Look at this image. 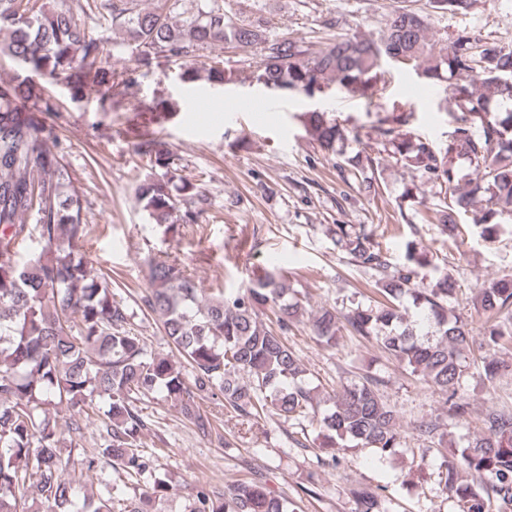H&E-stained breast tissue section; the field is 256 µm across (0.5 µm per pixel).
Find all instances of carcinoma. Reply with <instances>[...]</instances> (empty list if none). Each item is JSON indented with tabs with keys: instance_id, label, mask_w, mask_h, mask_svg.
<instances>
[{
	"instance_id": "1",
	"label": "carcinoma",
	"mask_w": 512,
	"mask_h": 512,
	"mask_svg": "<svg viewBox=\"0 0 512 512\" xmlns=\"http://www.w3.org/2000/svg\"><path fill=\"white\" fill-rule=\"evenodd\" d=\"M476 0H429L435 13H468ZM163 0L138 9L130 0H86L84 16L67 0H0V54L14 61L18 74L0 85V512H19L31 489L42 512H156L154 503L173 489L156 475L155 453L140 449L146 427L137 402L157 393L202 434L213 430L212 418L195 400L194 389L220 392L242 417L272 412L300 420L311 417L324 431V445L348 442L372 448L382 457L398 453L396 418L378 394V380L364 376L336 391L323 410L304 382L306 369L274 330L258 319L269 309L281 329L300 314L288 297L285 277L264 268L252 272L250 285L235 295L206 297L178 265L148 263L144 305L161 323L179 357L148 351L144 338L128 327L126 307L112 297V285L87 267L80 242L86 235L81 196L63 157L47 147L53 131L38 113L56 111L30 78L36 73L61 82L71 99L95 95L104 103L110 93L135 79L140 69H160L186 57L201 59L212 84L230 80L224 61L205 54L225 44L256 47L261 73L273 88L312 95L334 82L383 111L375 96L389 62L412 67L431 84L446 81L455 109L454 129L443 146L409 130L412 113L378 120L374 133L401 167L420 174L438 188L429 223L457 244L468 235L490 237L512 220V49L497 39L463 31L437 52L429 38L431 14L407 6L390 13L377 33L340 35L312 52L300 38H282L259 24L224 13L218 0L195 4ZM183 10L177 23L171 13ZM120 28L126 39L109 43L105 32ZM128 55L135 67L118 70L114 61ZM305 124L318 145L335 152L347 131L322 112L305 113ZM137 154L165 176H149L139 186L138 205L158 224L196 223L197 211H180L181 200L204 205L206 195L181 181L172 193L171 158L149 132L139 134ZM465 160L487 194L478 207L459 187L458 163ZM342 171L354 178L366 197L379 193L372 160L343 157ZM424 189L405 187L397 207L402 218L416 209ZM36 217L42 250L18 263L10 246L27 233L25 217ZM336 247L374 276L384 302L376 309L354 304L340 311L322 308L312 332L333 348L341 330L374 339L381 349L413 375H420L446 395L448 416L460 418L467 402L460 382L466 355L481 363L487 379L511 365L499 357L512 349V279L500 278L479 290L486 315L477 341L461 320H448V298L455 283L446 275L425 283L420 269L430 265L428 248L413 239L405 244L404 262L394 265L372 238L352 224H331ZM407 297L426 314L429 331L407 323L398 301ZM71 417L57 429L55 415ZM97 417L95 447H80L82 421ZM78 451L80 461L62 458L61 449ZM82 465L85 474L107 466L131 479L150 476V490L125 502L109 497L75 502L67 470ZM440 468L444 488L461 512H512V413L493 411L482 434L466 440ZM480 478L464 483L460 471ZM358 512H381V495L361 490ZM184 512H288V502L255 482L242 480L224 492L200 487Z\"/></svg>"
}]
</instances>
